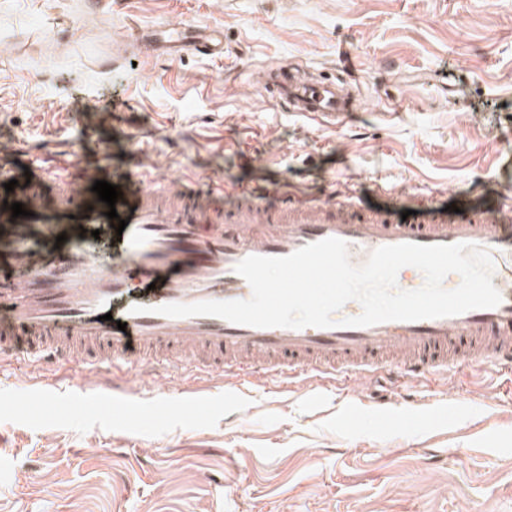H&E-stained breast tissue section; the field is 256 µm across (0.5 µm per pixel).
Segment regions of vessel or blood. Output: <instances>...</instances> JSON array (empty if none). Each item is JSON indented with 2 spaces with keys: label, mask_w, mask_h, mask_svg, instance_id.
<instances>
[{
  "label": "vessel or blood",
  "mask_w": 512,
  "mask_h": 512,
  "mask_svg": "<svg viewBox=\"0 0 512 512\" xmlns=\"http://www.w3.org/2000/svg\"><path fill=\"white\" fill-rule=\"evenodd\" d=\"M133 39L155 56L224 53L223 38L207 27L150 29ZM267 75L265 89L282 111L336 120L359 108L347 71L321 79L281 63ZM98 180L119 187L122 196L112 208L127 222L109 256L93 236L111 227V207L92 190ZM10 181L15 188L9 192L4 185ZM14 202L22 203L23 216L13 217ZM209 208L208 199L154 178L139 160L117 168L79 166L47 180L0 165V261L8 266L0 271V360L22 354L97 369L132 357L140 372L159 365L181 375L284 384L312 374L332 385L374 379L393 367L410 382L447 376L464 363L512 368V215L486 209L459 219L433 205L420 218L404 220L383 208L358 214L333 200L276 207L249 195L220 221ZM329 237L347 242L356 266L386 245L481 246L491 254L501 302L445 318L345 327L342 319L362 312L351 300L337 312V326L301 329L158 312L171 303L249 299L252 290L236 273L237 263L252 255L286 256ZM134 278L154 287L147 312L116 304L130 293Z\"/></svg>",
  "instance_id": "obj_1"
}]
</instances>
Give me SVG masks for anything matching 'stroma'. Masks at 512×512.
Returning <instances> with one entry per match:
<instances>
[{
  "label": "stroma",
  "mask_w": 512,
  "mask_h": 512,
  "mask_svg": "<svg viewBox=\"0 0 512 512\" xmlns=\"http://www.w3.org/2000/svg\"><path fill=\"white\" fill-rule=\"evenodd\" d=\"M197 24L224 55H137ZM346 69L365 110L283 112L262 66ZM112 122L83 135L74 101ZM512 0H0V143L36 165L123 164L209 196L430 191L512 208ZM188 407H181V400ZM0 512H512V374L283 389L159 367L0 363Z\"/></svg>",
  "instance_id": "obj_1"
}]
</instances>
